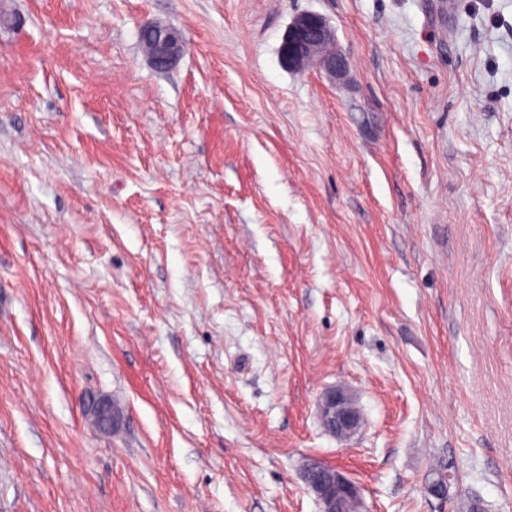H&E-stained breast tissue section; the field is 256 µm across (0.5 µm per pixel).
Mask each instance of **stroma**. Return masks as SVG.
Segmentation results:
<instances>
[{
    "mask_svg": "<svg viewBox=\"0 0 512 512\" xmlns=\"http://www.w3.org/2000/svg\"><path fill=\"white\" fill-rule=\"evenodd\" d=\"M309 459L512 512V0H0V512H319ZM283 57L292 67L322 65L332 76L349 68L347 57L336 51L326 20L317 14L302 15L293 22L283 45ZM139 34L154 35L153 44L145 55L148 62L158 71L172 68L187 48L182 33L172 25L149 22L140 27ZM318 413L326 431L341 439L351 438L361 421L351 393L343 387H329L322 393Z\"/></svg>",
    "mask_w": 512,
    "mask_h": 512,
    "instance_id": "obj_1",
    "label": "stroma"
}]
</instances>
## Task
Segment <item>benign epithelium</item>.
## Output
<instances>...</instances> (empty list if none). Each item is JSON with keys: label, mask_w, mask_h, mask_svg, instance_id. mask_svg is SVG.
I'll return each mask as SVG.
<instances>
[{"label": "benign epithelium", "mask_w": 512, "mask_h": 512, "mask_svg": "<svg viewBox=\"0 0 512 512\" xmlns=\"http://www.w3.org/2000/svg\"><path fill=\"white\" fill-rule=\"evenodd\" d=\"M139 34L154 35L148 62L158 71L172 68L186 51L187 44L179 29L172 25L149 22L140 27ZM283 57L292 67L309 64L322 65L329 74L336 76L349 68L347 57L336 50L331 30L326 20L317 14L302 15L293 22L283 45ZM318 413L329 433L349 439L358 430L361 415L351 393L343 387H329L319 398ZM95 423L99 429L109 431L118 423L112 404L99 402L94 409ZM317 465H302L303 478L309 492L318 500L321 512H370L360 487L341 469L327 467L326 475L317 478ZM425 492L437 499L448 495L449 484L442 483L428 474L424 481Z\"/></svg>", "instance_id": "obj_1"}]
</instances>
